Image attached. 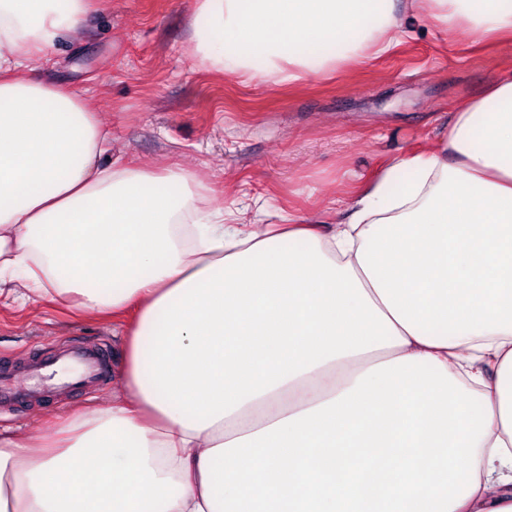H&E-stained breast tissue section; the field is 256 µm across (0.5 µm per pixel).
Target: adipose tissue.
I'll return each mask as SVG.
<instances>
[{"mask_svg":"<svg viewBox=\"0 0 512 512\" xmlns=\"http://www.w3.org/2000/svg\"><path fill=\"white\" fill-rule=\"evenodd\" d=\"M91 0H0V288L127 310L124 396L0 436V512H512V76L391 156L343 224H235L111 160L34 80ZM396 0H195L219 73L294 85L389 53ZM512 39V0H406Z\"/></svg>","mask_w":512,"mask_h":512,"instance_id":"1","label":"adipose tissue"}]
</instances>
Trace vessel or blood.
I'll return each instance as SVG.
<instances>
[{"instance_id":"vessel-or-blood-1","label":"vessel or blood","mask_w":512,"mask_h":512,"mask_svg":"<svg viewBox=\"0 0 512 512\" xmlns=\"http://www.w3.org/2000/svg\"><path fill=\"white\" fill-rule=\"evenodd\" d=\"M61 361L75 364L76 369L63 386L80 392L100 386L112 378V358L107 347L66 346L56 352L36 354L21 362H0V406L19 403L40 390L44 372Z\"/></svg>"}]
</instances>
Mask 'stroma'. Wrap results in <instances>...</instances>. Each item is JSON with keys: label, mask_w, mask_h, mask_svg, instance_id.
Listing matches in <instances>:
<instances>
[{"label": "stroma", "mask_w": 512, "mask_h": 512, "mask_svg": "<svg viewBox=\"0 0 512 512\" xmlns=\"http://www.w3.org/2000/svg\"><path fill=\"white\" fill-rule=\"evenodd\" d=\"M194 0H96L86 24L34 64L38 79L83 90L113 158L202 179L200 209L241 224H341L362 183L394 154L425 148L451 112L512 72V44H483L406 23L390 53L298 86L212 71L196 50ZM128 319L48 299L0 296V360L61 344H104L121 367ZM112 399L111 385L61 406L0 411V434L52 437L67 415Z\"/></svg>", "instance_id": "stroma-1"}]
</instances>
